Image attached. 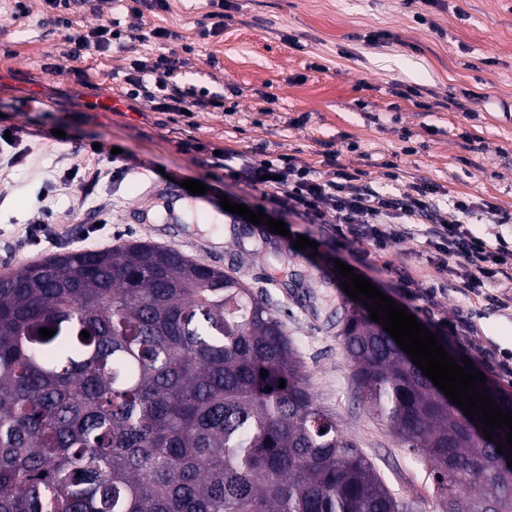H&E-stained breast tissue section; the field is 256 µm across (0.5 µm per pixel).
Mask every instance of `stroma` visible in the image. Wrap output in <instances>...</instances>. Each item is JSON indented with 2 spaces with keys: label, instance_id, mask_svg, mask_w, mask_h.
I'll return each mask as SVG.
<instances>
[{
  "label": "stroma",
  "instance_id": "stroma-1",
  "mask_svg": "<svg viewBox=\"0 0 512 512\" xmlns=\"http://www.w3.org/2000/svg\"><path fill=\"white\" fill-rule=\"evenodd\" d=\"M0 0V130H15L28 150L22 165L0 171V274L59 252L109 249L130 241L192 252L268 295L303 363L316 403L415 512H443L429 467L396 440L355 394L352 368L338 338L347 295L338 264L353 267L398 306L448 341L485 376L512 387V306L503 289L471 293L444 278L420 254L421 235L363 256L318 225L301 223L255 188L211 167L232 148L253 161L296 159L327 173L366 172L379 191L409 183L439 186L438 206L484 199L512 213V0H230L231 18L200 38L207 0H170L148 23L178 37L150 46L176 54L177 81L224 98V111L189 119L156 112L146 98L119 96L112 78L127 54L73 60L59 50L66 31L46 20L44 0ZM300 40L293 48L288 37ZM274 98L265 104L264 95ZM64 130L61 139L49 137ZM120 148L117 162L93 144ZM114 178L91 195L60 178L73 166L107 168ZM204 183L205 200L262 209L316 239H292L240 218L211 223L206 211L182 224L139 222L161 210L167 183ZM51 218L52 234L30 242L26 231Z\"/></svg>",
  "mask_w": 512,
  "mask_h": 512
}]
</instances>
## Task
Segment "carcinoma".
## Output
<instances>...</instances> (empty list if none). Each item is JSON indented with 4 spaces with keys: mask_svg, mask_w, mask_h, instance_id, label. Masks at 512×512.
Returning <instances> with one entry per match:
<instances>
[{
    "mask_svg": "<svg viewBox=\"0 0 512 512\" xmlns=\"http://www.w3.org/2000/svg\"><path fill=\"white\" fill-rule=\"evenodd\" d=\"M339 337L360 399L430 467L445 512H512L509 428L485 439L363 302ZM485 388L512 411L511 390ZM0 512L414 508L317 405L269 299L134 241L0 280Z\"/></svg>",
    "mask_w": 512,
    "mask_h": 512,
    "instance_id": "cac0c4a2",
    "label": "carcinoma"
}]
</instances>
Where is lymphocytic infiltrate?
<instances>
[{
	"mask_svg": "<svg viewBox=\"0 0 512 512\" xmlns=\"http://www.w3.org/2000/svg\"><path fill=\"white\" fill-rule=\"evenodd\" d=\"M44 2L48 22L67 30L61 52L72 59L104 54L114 40L127 38L126 50L133 58L121 69V84L132 93H145L154 111L180 112L189 118L198 112L223 111V97L193 96L179 87L180 65L175 55L153 57L142 51L144 45L172 38L171 30L156 29L145 20L146 14L167 11L168 0H125L132 20L125 30L115 21L84 29L70 17L71 0ZM215 165L244 177L251 185L283 193L289 214L306 223L321 225L327 214H335L331 231L337 241L365 243L382 250L411 237L412 225L420 224L431 250L429 262L439 272L461 279L463 287L471 291L512 283V249L503 243L489 246L468 222L470 215L479 213L492 224L512 223L511 213L487 201L460 199L436 209L430 203L435 188L429 184L412 183L402 194L389 195L371 184L359 183L357 175L341 169L325 174L295 161L285 167L270 160L256 164L232 149L217 156Z\"/></svg>",
	"mask_w": 512,
	"mask_h": 512,
	"instance_id": "obj_1",
	"label": "lymphocytic infiltrate"
}]
</instances>
